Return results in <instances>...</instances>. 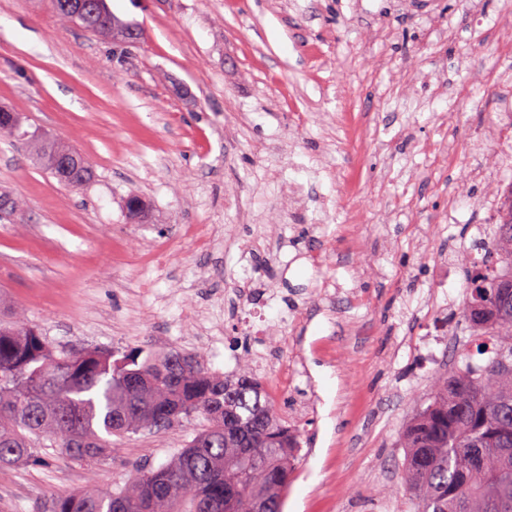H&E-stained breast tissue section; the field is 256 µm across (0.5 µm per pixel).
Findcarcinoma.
Wrapping results in <instances>:
<instances>
[{
	"instance_id": "carcinoma-1",
	"label": "carcinoma",
	"mask_w": 512,
	"mask_h": 512,
	"mask_svg": "<svg viewBox=\"0 0 512 512\" xmlns=\"http://www.w3.org/2000/svg\"><path fill=\"white\" fill-rule=\"evenodd\" d=\"M52 5L82 27L90 9L105 31L122 25L106 0ZM494 257L501 267L467 288L462 340L479 352L492 345L494 356L477 368L462 350L463 366L436 379L401 436L416 512H512V373L499 368L512 355V206L496 227ZM195 415L208 424L169 463L116 490L56 497L49 512H255L258 496L282 512L299 435L247 367L227 379L178 354L58 350L18 313L0 324V466L43 462L48 441L94 462L119 441Z\"/></svg>"
}]
</instances>
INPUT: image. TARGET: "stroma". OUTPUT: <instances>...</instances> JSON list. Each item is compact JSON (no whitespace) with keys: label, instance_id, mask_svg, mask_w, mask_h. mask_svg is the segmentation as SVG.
I'll use <instances>...</instances> for the list:
<instances>
[{"label":"stroma","instance_id":"obj_1","mask_svg":"<svg viewBox=\"0 0 512 512\" xmlns=\"http://www.w3.org/2000/svg\"><path fill=\"white\" fill-rule=\"evenodd\" d=\"M107 3L136 46L61 24L50 0H0V107L22 116L0 136V192L24 206L0 221V298L59 348L287 375L275 406L301 447L284 512H414L400 438L458 361L436 331L465 324L459 242L512 105L504 0ZM35 132L83 153L91 179L49 177ZM441 141L454 169L419 149ZM247 301L276 326L264 346L238 328ZM205 423L135 435L94 466L49 448L0 467V512L124 486Z\"/></svg>","mask_w":512,"mask_h":512}]
</instances>
